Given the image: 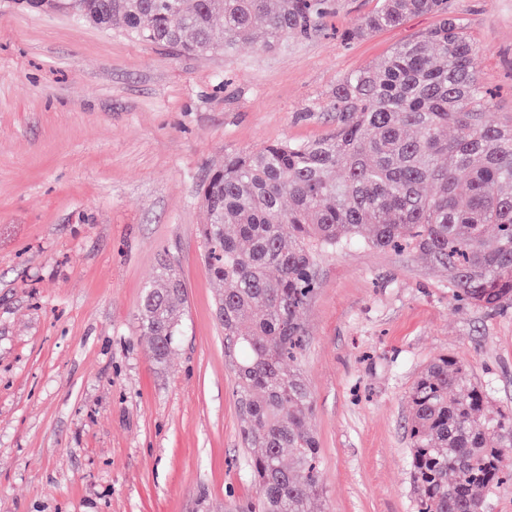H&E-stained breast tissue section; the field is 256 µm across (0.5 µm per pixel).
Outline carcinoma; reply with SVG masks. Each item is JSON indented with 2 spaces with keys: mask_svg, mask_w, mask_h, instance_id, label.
Here are the masks:
<instances>
[{
  "mask_svg": "<svg viewBox=\"0 0 512 512\" xmlns=\"http://www.w3.org/2000/svg\"><path fill=\"white\" fill-rule=\"evenodd\" d=\"M22 2L187 53L216 49L220 19L224 48H266L322 30L336 9V0ZM419 13L440 21L331 90L330 133L226 156L203 186L205 262L223 286L217 312L257 488L245 512H312L322 490L307 424L313 396L296 367L321 254L406 244L448 270L456 300L491 309L512 301V113L494 111L466 26L448 0H377L342 37ZM185 296L175 261L162 258L137 315L157 363L180 335ZM408 398L418 512H485L512 472V410L487 417L483 390L446 357Z\"/></svg>",
  "mask_w": 512,
  "mask_h": 512,
  "instance_id": "obj_1",
  "label": "carcinoma"
}]
</instances>
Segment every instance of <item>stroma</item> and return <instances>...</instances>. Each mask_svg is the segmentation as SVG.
Instances as JSON below:
<instances>
[{
    "instance_id": "obj_1",
    "label": "stroma",
    "mask_w": 512,
    "mask_h": 512,
    "mask_svg": "<svg viewBox=\"0 0 512 512\" xmlns=\"http://www.w3.org/2000/svg\"><path fill=\"white\" fill-rule=\"evenodd\" d=\"M376 0L270 49L155 46L0 0V512H228L256 494L234 373L202 260L203 183L225 156L328 134L338 80L433 28V14L344 43ZM483 83L512 112V0H452ZM187 287L154 362L137 326L161 254ZM323 491L314 512H417L408 391L462 362L512 408V304H462L423 255H323L303 313Z\"/></svg>"
}]
</instances>
